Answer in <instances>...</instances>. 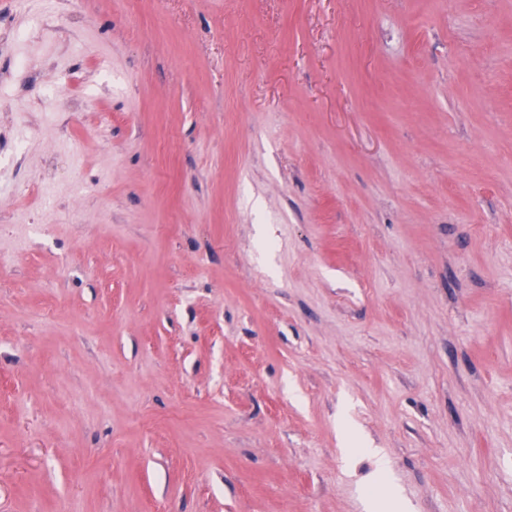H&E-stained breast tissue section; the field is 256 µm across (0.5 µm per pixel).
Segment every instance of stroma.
I'll use <instances>...</instances> for the list:
<instances>
[{
	"mask_svg": "<svg viewBox=\"0 0 512 512\" xmlns=\"http://www.w3.org/2000/svg\"><path fill=\"white\" fill-rule=\"evenodd\" d=\"M70 21L0 194V512H512V0ZM58 102V84L50 83L35 99H15L10 102L9 109L23 115L32 111L49 112L54 116L59 128L63 129V114L59 111Z\"/></svg>",
	"mask_w": 512,
	"mask_h": 512,
	"instance_id": "obj_1",
	"label": "stroma"
}]
</instances>
